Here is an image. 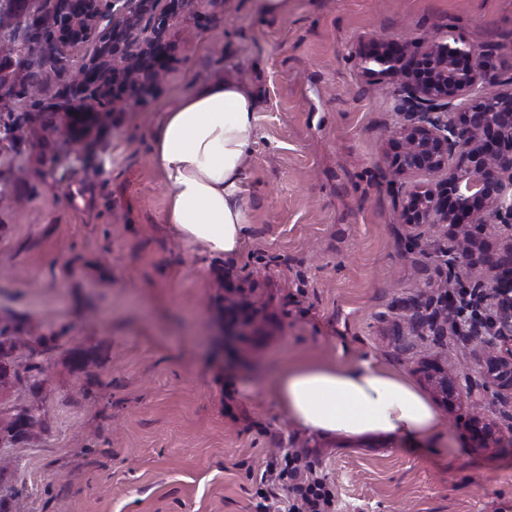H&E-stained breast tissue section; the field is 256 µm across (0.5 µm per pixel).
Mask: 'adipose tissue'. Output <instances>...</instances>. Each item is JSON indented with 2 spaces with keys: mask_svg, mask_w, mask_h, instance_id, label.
<instances>
[{
  "mask_svg": "<svg viewBox=\"0 0 512 512\" xmlns=\"http://www.w3.org/2000/svg\"><path fill=\"white\" fill-rule=\"evenodd\" d=\"M256 107L254 89L235 77L195 82L154 130L152 162L169 189L164 221L214 255L236 254L247 233L241 164L256 139ZM272 394L307 433L413 447L447 438L441 413L408 376L369 360L285 366Z\"/></svg>",
  "mask_w": 512,
  "mask_h": 512,
  "instance_id": "1",
  "label": "adipose tissue"
}]
</instances>
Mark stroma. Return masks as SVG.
I'll return each instance as SVG.
<instances>
[{
  "instance_id": "stroma-1",
  "label": "stroma",
  "mask_w": 512,
  "mask_h": 512,
  "mask_svg": "<svg viewBox=\"0 0 512 512\" xmlns=\"http://www.w3.org/2000/svg\"><path fill=\"white\" fill-rule=\"evenodd\" d=\"M195 0L155 14L171 60L136 103L103 107L92 136L59 132L70 80L53 62L36 105L0 139V327L19 365L45 369V428L0 441L12 512H252L267 460L307 452L341 512H512V447L482 448L469 408L443 410L452 448L400 451L289 425L271 392L285 365L368 359L423 385L440 354L475 378L468 343L419 328L405 301L439 295L453 239L397 218L385 176L396 84H371L355 51L375 36L459 37L512 77V0ZM233 75L257 93L242 165L250 229L210 255L164 221L151 160L160 113L194 81ZM89 351L81 370L72 350Z\"/></svg>"
}]
</instances>
